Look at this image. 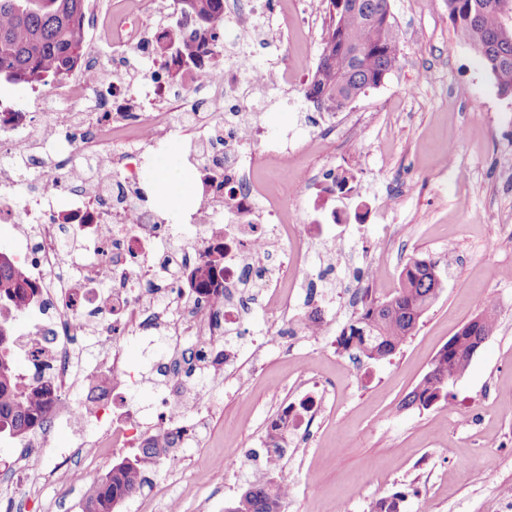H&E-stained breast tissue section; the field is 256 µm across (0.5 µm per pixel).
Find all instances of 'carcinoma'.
Listing matches in <instances>:
<instances>
[{
    "label": "carcinoma",
    "mask_w": 512,
    "mask_h": 512,
    "mask_svg": "<svg viewBox=\"0 0 512 512\" xmlns=\"http://www.w3.org/2000/svg\"><path fill=\"white\" fill-rule=\"evenodd\" d=\"M512 0H448V16L457 37L470 44L493 77L500 94L512 97V41H496L512 30ZM350 6L334 10L319 61L305 97L316 101L326 96L341 110L366 91L376 88L396 66L398 38L387 20L389 0H348ZM86 0H0V77L30 86L47 79H63L80 63L86 51L84 18ZM175 44L186 56L184 64H201L199 48L224 24V0H174ZM194 19V42L181 36V19ZM224 248L210 252V259L189 272L190 280L214 281L222 269ZM435 264L413 259L401 272V288L392 297L367 298L353 319L337 336L342 349L356 348L369 359H385L415 330L443 288L431 274ZM35 289L27 283L22 265L0 249V436L23 440L50 423L51 385L21 376L14 348V322L24 313ZM468 364V346H444L431 370L404 400L403 406L424 409L447 398L439 383L457 375ZM174 440L159 432L145 437L138 451L124 457L92 487L84 500V512H113L126 495L150 484V473ZM285 497L281 481L270 479L249 484L229 504L236 512H281Z\"/></svg>",
    "instance_id": "cac0c4a2"
}]
</instances>
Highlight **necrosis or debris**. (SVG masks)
Returning <instances> with one entry per match:
<instances>
[{
    "mask_svg": "<svg viewBox=\"0 0 512 512\" xmlns=\"http://www.w3.org/2000/svg\"><path fill=\"white\" fill-rule=\"evenodd\" d=\"M147 9V0H127L123 9L103 14L92 8L88 23L122 55L143 41L164 39V30L147 25ZM226 48L223 41L205 46L201 67L184 74L185 87L150 83L145 101L133 93L131 83L108 81L90 55L82 72L58 82L50 94L33 89L25 94L26 105L0 102V156L39 160L37 177L23 192L17 185L24 171L0 168V223L15 226L11 250L40 290L24 313L30 327L17 347L20 369L27 376L35 366L44 368L56 421L101 424L102 435L81 442L86 460H96L109 448L128 447L142 433L144 419L131 405L113 404L107 422L101 410L76 397L103 374L113 390L135 386L121 348L136 317L163 325L174 353L156 420L181 440H191L204 394L182 391L184 341L193 340L204 354L207 338L236 333L249 313L241 280L247 266L266 283L267 311L286 314L291 299L281 294L280 285L307 255L308 239L320 233L319 224L304 217L299 231L284 234L280 211L258 206L254 146H262L264 157L278 163L295 157L301 146L284 135H267L256 115L242 111L240 78L253 87L262 80L239 62L216 65L215 57ZM216 97L225 102L219 117L224 149L212 152L205 136L196 137L200 163L195 172L202 199L225 218L212 224L193 216L194 234L181 237L167 230L166 200L144 207L130 192L152 176L141 162L143 146L158 145L167 131L202 124L203 109ZM55 124L66 126L64 139L40 134V127ZM79 158L103 175L99 191L65 190ZM218 246L224 249V268L215 285L183 287L185 272ZM89 331L109 345L110 359L84 360L76 342Z\"/></svg>",
    "mask_w": 512,
    "mask_h": 512,
    "instance_id": "1",
    "label": "necrosis or debris"
}]
</instances>
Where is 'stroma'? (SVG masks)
<instances>
[{
  "instance_id": "1",
  "label": "stroma",
  "mask_w": 512,
  "mask_h": 512,
  "mask_svg": "<svg viewBox=\"0 0 512 512\" xmlns=\"http://www.w3.org/2000/svg\"><path fill=\"white\" fill-rule=\"evenodd\" d=\"M251 43L250 64L278 70L288 60L311 78L330 24L329 0H276ZM399 61L384 82L351 102L357 133L337 132L323 148H307L288 164H260L252 177L281 200L284 211L315 214L314 198L285 192L305 171L347 176L363 201L387 208L376 218L326 225L311 242L309 265L337 263L329 279L346 293L367 284L370 264L382 267L373 294L400 285L415 258L435 262L444 288L412 336L382 360L353 359L335 340L354 311L323 299V333L300 321L269 316L254 300L239 329L238 350L204 385L214 413L197 444L181 447L179 472L157 465L144 493L153 512H224L249 483L277 474L289 485L283 512H370L399 492L401 512H502L512 496V98L502 97L478 54L460 41L447 0H390ZM245 104L261 103L269 134L309 140L326 113L303 86L270 81L242 86ZM493 311L495 330L448 397L429 408L403 400L429 371L438 351L472 318ZM169 355L163 330L140 327L124 345L138 379L126 397L153 412L165 387L153 370ZM317 402L307 437L288 445L276 470L266 467V430L284 404ZM85 427L52 429L39 476L18 466L21 441L0 437V512H82L90 487L79 451ZM223 457V472L198 467L200 456Z\"/></svg>"
}]
</instances>
